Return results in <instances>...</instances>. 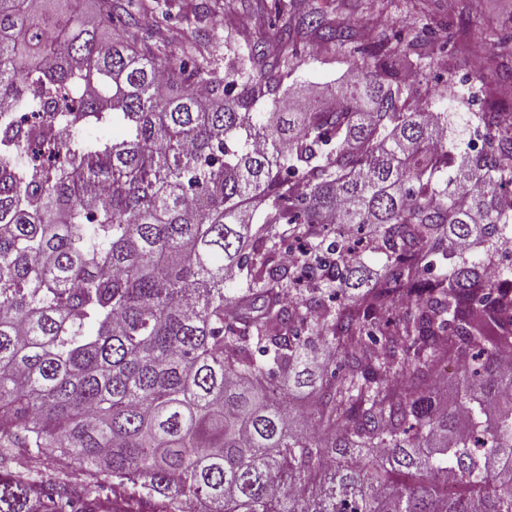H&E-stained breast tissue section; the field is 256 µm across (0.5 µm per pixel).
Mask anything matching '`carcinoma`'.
I'll list each match as a JSON object with an SVG mask.
<instances>
[{
	"label": "carcinoma",
	"mask_w": 512,
	"mask_h": 512,
	"mask_svg": "<svg viewBox=\"0 0 512 512\" xmlns=\"http://www.w3.org/2000/svg\"><path fill=\"white\" fill-rule=\"evenodd\" d=\"M78 3L0 0V101L32 114L0 110V512H95L31 475L55 450L139 512H512V112L468 113L472 154L420 105L397 57L431 64L426 27L273 0L220 77ZM307 39L355 53L332 107L280 96Z\"/></svg>",
	"instance_id": "cac0c4a2"
}]
</instances>
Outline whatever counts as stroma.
<instances>
[{
	"label": "stroma",
	"mask_w": 512,
	"mask_h": 512,
	"mask_svg": "<svg viewBox=\"0 0 512 512\" xmlns=\"http://www.w3.org/2000/svg\"><path fill=\"white\" fill-rule=\"evenodd\" d=\"M125 10L135 15L143 35L158 34L169 54L182 59L186 52H208L216 71L224 69L226 45L246 47L240 36L243 24H250L251 38L270 36L268 12L258 0H236L232 13L216 12L203 22L194 18L163 21L161 0H120ZM347 21L360 28L386 33L387 23L409 28L433 23L447 43L434 57L426 76H412L410 82L417 99H433L447 80L470 78L483 69L487 82L500 78L495 66L500 44L512 40V0H478L472 27H465L459 0H357L355 6L342 10ZM250 38V39H251ZM295 75L285 86V95L298 98L308 90L326 96L350 73L349 57L344 50L317 49L313 41L298 46Z\"/></svg>",
	"instance_id": "obj_1"
}]
</instances>
